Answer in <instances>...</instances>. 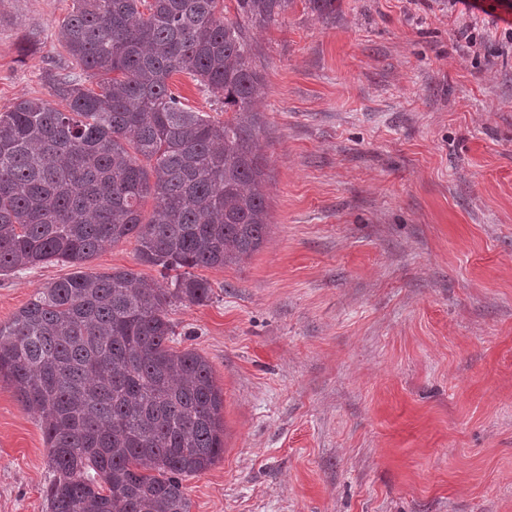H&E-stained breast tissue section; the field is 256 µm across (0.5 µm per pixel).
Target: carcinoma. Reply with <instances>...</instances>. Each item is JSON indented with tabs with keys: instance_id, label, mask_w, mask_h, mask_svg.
<instances>
[{
	"instance_id": "carcinoma-1",
	"label": "carcinoma",
	"mask_w": 512,
	"mask_h": 512,
	"mask_svg": "<svg viewBox=\"0 0 512 512\" xmlns=\"http://www.w3.org/2000/svg\"><path fill=\"white\" fill-rule=\"evenodd\" d=\"M234 2L231 20L221 0H74L59 40L96 88L50 73L64 109L0 112V273L133 237L166 280L79 271L0 324V380L41 421L50 512H190L184 478L224 455V395L205 357L169 346L168 307L206 302L189 269L241 262L271 224L249 26L293 0ZM181 72L224 97V120L184 107Z\"/></svg>"
}]
</instances>
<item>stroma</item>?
I'll use <instances>...</instances> for the list:
<instances>
[{"label":"stroma","instance_id":"obj_1","mask_svg":"<svg viewBox=\"0 0 512 512\" xmlns=\"http://www.w3.org/2000/svg\"><path fill=\"white\" fill-rule=\"evenodd\" d=\"M73 0H0V111L51 100ZM250 34L270 213L265 245L196 269L172 346L210 363L223 458L190 512H512V12L496 0H294ZM186 108L224 105L181 73ZM85 271L141 264L129 238ZM51 263L0 275V323ZM43 430L0 380V512H49Z\"/></svg>","mask_w":512,"mask_h":512}]
</instances>
